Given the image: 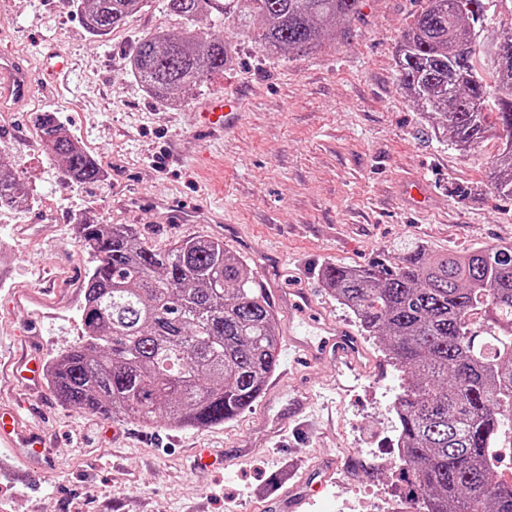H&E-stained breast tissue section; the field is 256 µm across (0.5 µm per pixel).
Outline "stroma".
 <instances>
[{"label":"stroma","mask_w":512,"mask_h":512,"mask_svg":"<svg viewBox=\"0 0 512 512\" xmlns=\"http://www.w3.org/2000/svg\"><path fill=\"white\" fill-rule=\"evenodd\" d=\"M425 5L363 0L345 26L285 58L204 18L197 29L223 36L233 60L172 107L127 68L139 36L185 28L162 0H145L104 41L86 32L73 0H0V50L29 65L54 43L71 67L68 88L32 69L26 103L0 100V157L36 197L33 207L0 211V408L47 439L42 459L0 444V512H255L279 459L333 460L300 512H383L404 494L392 411L400 374L324 288L320 269L365 266L408 244L445 253L512 242V199L493 187L498 140L460 154L400 86L396 47ZM219 92L238 98L241 122L198 132L193 110ZM44 109L102 165V182L67 183L45 156L33 126ZM210 209L223 211L228 232L189 221ZM92 215L135 225L157 249L222 240L268 287L313 292V307L280 324L311 336L314 322L331 321L357 338L359 363L282 355L250 411L206 428L107 419L75 412L46 386L19 390L12 362L50 357L80 335L93 262L75 226ZM196 447L230 459L193 470Z\"/></svg>","instance_id":"1"}]
</instances>
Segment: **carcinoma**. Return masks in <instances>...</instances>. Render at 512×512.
<instances>
[{"instance_id": "carcinoma-1", "label": "carcinoma", "mask_w": 512, "mask_h": 512, "mask_svg": "<svg viewBox=\"0 0 512 512\" xmlns=\"http://www.w3.org/2000/svg\"><path fill=\"white\" fill-rule=\"evenodd\" d=\"M88 33L125 27L144 0H74ZM188 26L142 35L129 70L159 102L224 71V37L193 22L215 14L241 36L261 22L259 45L289 55L340 26L361 0H165ZM512 0H427L395 55L399 82L418 110L467 153L502 127L512 131V28L491 42L487 5ZM47 157L69 182L103 170L50 111L33 118ZM497 191L512 196V140L495 158ZM29 185L0 159V208L31 203ZM94 258L80 309V339L47 368L65 405L113 419L174 428L220 425L248 411L279 366L280 325L268 295L224 242L190 238L146 246L131 224L76 225ZM323 285L378 339L402 373L393 402L397 470L416 512H512V477L495 452L512 449V243L429 254L415 247L367 267L328 265Z\"/></svg>"}]
</instances>
